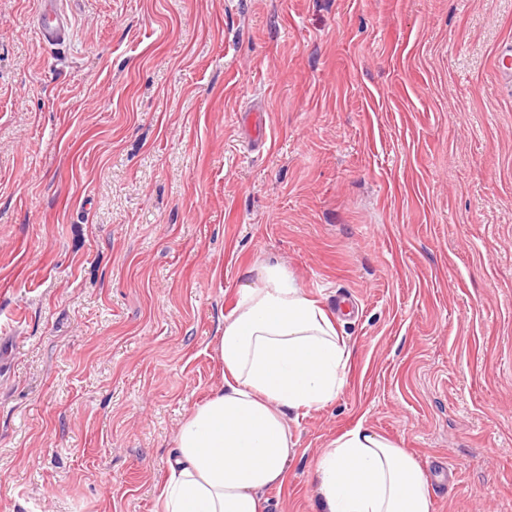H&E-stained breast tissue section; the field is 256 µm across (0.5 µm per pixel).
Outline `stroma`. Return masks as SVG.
I'll return each instance as SVG.
<instances>
[{"instance_id":"35a3bbf8","label":"stroma","mask_w":512,"mask_h":512,"mask_svg":"<svg viewBox=\"0 0 512 512\" xmlns=\"http://www.w3.org/2000/svg\"><path fill=\"white\" fill-rule=\"evenodd\" d=\"M36 8L0 0V512H158L267 262L352 352L271 512L361 419L432 512H512V0H64L56 48Z\"/></svg>"}]
</instances>
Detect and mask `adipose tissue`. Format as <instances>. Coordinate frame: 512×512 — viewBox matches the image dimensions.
Wrapping results in <instances>:
<instances>
[{
	"label": "adipose tissue",
	"instance_id": "1",
	"mask_svg": "<svg viewBox=\"0 0 512 512\" xmlns=\"http://www.w3.org/2000/svg\"><path fill=\"white\" fill-rule=\"evenodd\" d=\"M216 351L224 384L180 425L160 512H267L296 453L292 417L333 402L351 358L279 264L241 286ZM316 492L321 512H431L421 465L361 421L323 448Z\"/></svg>",
	"mask_w": 512,
	"mask_h": 512
}]
</instances>
